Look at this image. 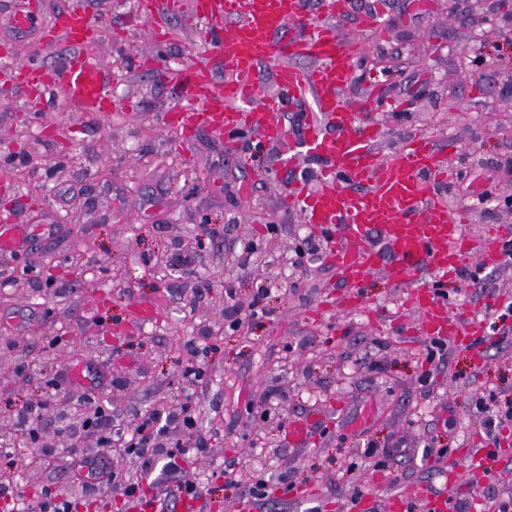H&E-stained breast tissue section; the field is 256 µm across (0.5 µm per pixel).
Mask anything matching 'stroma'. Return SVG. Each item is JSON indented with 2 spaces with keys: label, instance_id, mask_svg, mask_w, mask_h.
<instances>
[{
  "label": "stroma",
  "instance_id": "35a3bbf8",
  "mask_svg": "<svg viewBox=\"0 0 512 512\" xmlns=\"http://www.w3.org/2000/svg\"><path fill=\"white\" fill-rule=\"evenodd\" d=\"M133 2L42 0L44 18L77 5L95 20L97 38L80 51L108 75L118 102L111 116L72 111L60 89L33 108L27 91L0 85V182L11 186L0 197V225L39 229L17 255H0V433L10 432L21 405L53 399L58 409L46 414L44 434L59 459L46 468L0 455V475L27 496L51 485L90 501L89 512H124L121 498L105 488L74 482V454L56 436L57 413H74L92 399L127 430L140 411L172 400L181 386L201 412L209 443L192 473L223 512H237L260 473L288 474L294 485L290 498L274 490L262 512H339L358 489L378 512H390L397 488L447 489L443 466L426 458L425 445L459 453L483 446L482 417L470 398L512 400V317L480 356L448 348L427 377V341L385 270L366 278L360 310L322 309L327 295L342 296L348 286L327 264L326 242L285 199L287 187L313 166L299 153L313 100L289 101L279 112L288 130L284 143L246 132L230 148L207 124L180 138L165 117L187 108L186 98L161 74L138 69L135 59L153 55L166 68L186 65L205 51L199 25L167 18L173 37L155 43L148 23H132ZM372 7L382 12V29L373 33L362 25ZM304 8L375 50L374 59L356 62L343 96L361 104L380 93L398 104V112L371 116L384 128L383 156L424 134L448 153L454 170L481 166L512 182V172L500 167L512 159V43L473 39L462 21L467 0H348L334 16L324 0H304ZM1 42L26 65L57 63L70 50L63 42L36 51L0 19ZM483 56L495 65L478 82L472 62ZM26 151L40 155L39 166L15 167L12 155ZM483 189L474 183L463 199L451 179L436 190L476 237L512 226V208L480 204ZM270 223L277 233H268ZM245 250L251 260L242 267L237 256ZM445 289L458 316L491 327L512 301V265L484 269L476 283L451 275ZM258 296L266 316L230 329L225 311ZM137 305L153 308L156 320L109 335L111 323ZM191 341L208 349L199 387L183 383ZM22 354L38 362V372L16 375ZM88 363L107 375V385L89 376L65 380L55 391L45 387L46 378ZM296 419L321 426L301 448L287 438ZM496 434L498 454L488 459L487 474L470 478L466 496L478 499L499 487L498 472L512 456V420ZM369 446L400 454L378 470L362 455ZM230 462L239 475L234 485L216 476Z\"/></svg>",
  "mask_w": 512,
  "mask_h": 512
}]
</instances>
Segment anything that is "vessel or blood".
<instances>
[{
	"label": "vessel or blood",
	"mask_w": 512,
	"mask_h": 512,
	"mask_svg": "<svg viewBox=\"0 0 512 512\" xmlns=\"http://www.w3.org/2000/svg\"><path fill=\"white\" fill-rule=\"evenodd\" d=\"M302 0H194L193 11L209 23L200 39L220 56L229 78L215 85L209 59L196 57L175 73L188 96L201 104V112L173 111L171 126L188 135L195 120L208 122L226 138L242 131L256 132L267 141L288 138L277 119L286 100L313 99L316 112L302 141L304 156L318 161L315 179L300 178L286 193L312 231L328 237V261L337 277L348 283L346 303L357 307L359 288L379 269H387L397 285L407 287L409 304L419 315L420 335L442 339L457 347H469L483 338L477 321H461L439 294L449 275L471 258L480 267L501 265L503 245L512 232H490L476 238L468 234L459 213L449 212L434 195L435 181L447 179L448 163L430 138L408 141L394 157L377 149L378 126L356 118L355 108L341 100L339 90L352 74L359 53L357 43L341 38L330 26L303 12ZM9 9L20 31H36L38 50L67 41L72 52L53 68L22 66L12 70L13 82L45 97L63 88L71 105L106 114L114 105L107 79L97 63L78 53L96 25L84 9L74 8L40 25L39 0H0ZM183 0H137V17L153 19V40H167L160 14L180 13ZM306 28L298 39L273 42L272 35L288 26ZM306 67H296V60ZM275 61V91H267L255 77L260 61ZM336 137H327L326 127ZM29 229L0 225V252L12 251L31 238ZM394 254L384 264L379 243ZM421 503L423 512H451L447 497L430 496L422 486L401 490L390 501L393 512H404L408 503ZM218 502L202 495L177 501L176 512H222Z\"/></svg>",
	"instance_id": "1"
}]
</instances>
